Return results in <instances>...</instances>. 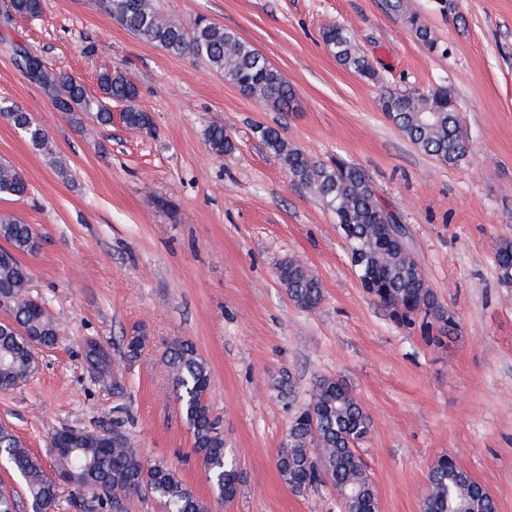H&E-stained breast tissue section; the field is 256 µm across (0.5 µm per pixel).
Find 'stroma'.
<instances>
[{
    "label": "stroma",
    "instance_id": "obj_1",
    "mask_svg": "<svg viewBox=\"0 0 512 512\" xmlns=\"http://www.w3.org/2000/svg\"><path fill=\"white\" fill-rule=\"evenodd\" d=\"M42 3L28 18L0 0V101L30 111L55 144L46 155L0 119V161L31 187L0 198V216L35 228L39 248L19 260L60 336L29 380L0 392V422L44 460L57 430L111 431L119 406L132 447L172 466L211 512H340L331 486L296 495L277 468L312 382L332 377L372 419L360 455L379 512H420L443 455L498 512H512V284L495 261L512 240V0H155L183 22L233 29L265 55L295 91L285 112L204 62L140 41L95 0ZM413 16L434 47L416 37ZM332 26L352 34L374 78L339 64L322 38ZM15 42L94 96L100 71H119L155 135L126 127L118 104L104 126L57 112L14 66ZM438 86L469 138L454 166L421 152L380 105L387 91ZM214 124L233 153L206 145ZM263 127L313 160L364 171L453 314L450 333L428 342L363 290L334 214L288 177ZM288 260L319 277L316 309L297 307L280 284ZM136 329L146 338L138 360L111 376L87 366L86 340L115 356ZM179 339L210 370L209 403L242 471L229 504L214 495L172 392L166 352Z\"/></svg>",
    "mask_w": 512,
    "mask_h": 512
}]
</instances>
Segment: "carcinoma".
Returning a JSON list of instances; mask_svg holds the SVG:
<instances>
[{"instance_id": "cac0c4a2", "label": "carcinoma", "mask_w": 512, "mask_h": 512, "mask_svg": "<svg viewBox=\"0 0 512 512\" xmlns=\"http://www.w3.org/2000/svg\"><path fill=\"white\" fill-rule=\"evenodd\" d=\"M97 7L141 41L156 44L172 55L205 61L245 95L279 107L294 99V90L280 71L231 29L202 17L187 26L163 15L153 0H97ZM12 8L18 15L34 18L42 13V0H12ZM323 39L346 69L370 79L375 76L369 60L346 29L330 27ZM24 76L42 90L56 110L69 117L87 113L106 125L112 121L111 105L122 103V119L128 128L148 133L153 129L150 115L131 106L138 97V88L121 73L104 70L99 74V97L90 96L73 76L54 73L42 63L26 70ZM380 104L385 115L418 149L439 162L454 166L468 154V141L448 88L387 91ZM0 118L46 154L55 153L49 134L30 112L0 106ZM260 134L288 176L310 188L335 213L358 277L372 275L369 281L361 282L368 294L375 295L398 321L409 322L422 314L428 319V329L436 325L442 330L454 324V316L426 286L404 242L390 235L386 207L359 167L339 158L328 163L315 161L289 146L273 127L261 128ZM205 141L218 156L234 150L221 125L210 126ZM27 193L23 176L0 162V196L21 198ZM0 238L10 245L8 249L0 248V295L10 302L13 316V322L0 323V391L5 392L31 374L34 358L29 337L52 347L60 329L45 307L30 296L29 271L16 257L18 252L36 251L34 228L16 218L1 217ZM496 265L500 280L512 283V241L498 246ZM278 279L298 307L313 310L321 304V282L302 264L292 260L282 264ZM145 341L146 337L137 332L125 337L122 357L129 362L137 360ZM84 355L87 364L102 375L113 366L109 350L95 340L86 341ZM167 363L173 393L193 434L195 450L203 458L207 479L216 496L231 503L238 495L241 473L212 417L208 366L187 340L170 346ZM122 423L121 417L114 422L110 448L92 432L66 429L51 437L68 443L58 459L65 467L84 474L82 489L87 492L91 486H101L112 490V497L106 496L98 503L111 506L113 512H121V499L132 494L152 497L166 512H210L208 503L196 497L167 463L148 464L143 460L120 431ZM371 430V417L344 383L329 377L316 380L308 401L292 419L286 448L277 459L288 489L301 495L314 484L327 482L336 489L343 512H378L376 491L359 454ZM0 459L22 479L32 512L57 507L58 490L50 482L44 462L25 448L10 428L1 425ZM427 481L422 512H497L492 496L452 458L437 459Z\"/></svg>"}]
</instances>
